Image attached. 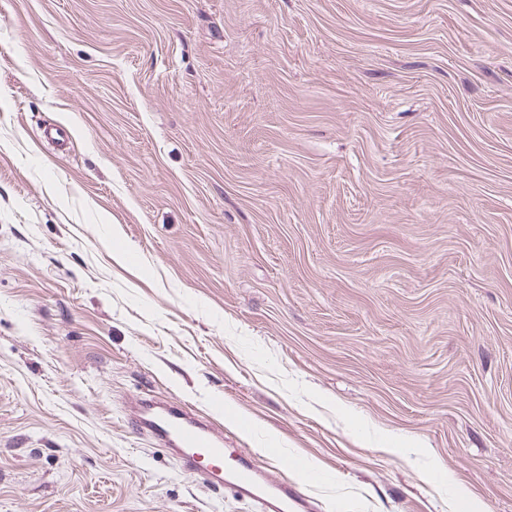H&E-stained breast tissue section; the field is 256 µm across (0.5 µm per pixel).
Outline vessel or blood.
I'll use <instances>...</instances> for the list:
<instances>
[{
	"label": "vessel or blood",
	"instance_id": "1",
	"mask_svg": "<svg viewBox=\"0 0 512 512\" xmlns=\"http://www.w3.org/2000/svg\"><path fill=\"white\" fill-rule=\"evenodd\" d=\"M126 417L135 432L165 448L185 474L254 502L259 512H310L309 499L274 467L277 450H270L264 462L247 452L230 451L213 417L178 400L137 397Z\"/></svg>",
	"mask_w": 512,
	"mask_h": 512
}]
</instances>
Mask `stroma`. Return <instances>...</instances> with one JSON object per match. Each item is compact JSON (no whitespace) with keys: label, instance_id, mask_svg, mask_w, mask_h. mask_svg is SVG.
Instances as JSON below:
<instances>
[{"label":"stroma","instance_id":"1","mask_svg":"<svg viewBox=\"0 0 512 512\" xmlns=\"http://www.w3.org/2000/svg\"><path fill=\"white\" fill-rule=\"evenodd\" d=\"M149 391L318 512H512V0H0V512H255ZM125 416L135 432L165 448L185 474L254 502L258 512L311 510L310 500L268 461L279 458L276 449L260 462L251 453L224 448V431L213 417L157 396L134 398Z\"/></svg>","mask_w":512,"mask_h":512}]
</instances>
